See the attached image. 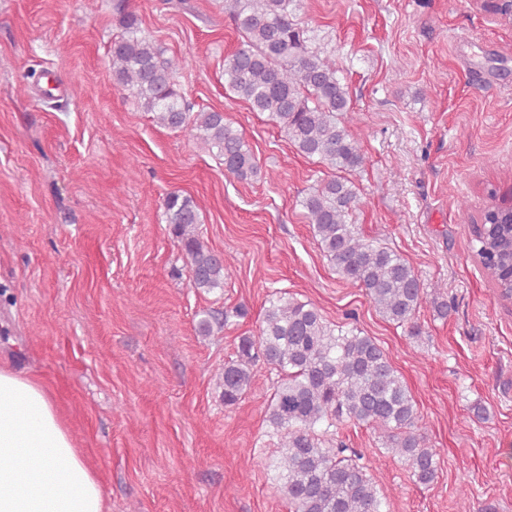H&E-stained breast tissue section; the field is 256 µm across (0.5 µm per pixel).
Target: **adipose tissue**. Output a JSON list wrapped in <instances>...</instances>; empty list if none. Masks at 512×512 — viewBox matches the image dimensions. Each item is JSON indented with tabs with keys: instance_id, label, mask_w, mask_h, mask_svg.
<instances>
[{
	"instance_id": "adipose-tissue-1",
	"label": "adipose tissue",
	"mask_w": 512,
	"mask_h": 512,
	"mask_svg": "<svg viewBox=\"0 0 512 512\" xmlns=\"http://www.w3.org/2000/svg\"><path fill=\"white\" fill-rule=\"evenodd\" d=\"M0 512H105L100 478L55 392L1 366Z\"/></svg>"
}]
</instances>
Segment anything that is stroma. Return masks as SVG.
Segmentation results:
<instances>
[{
	"mask_svg": "<svg viewBox=\"0 0 512 512\" xmlns=\"http://www.w3.org/2000/svg\"><path fill=\"white\" fill-rule=\"evenodd\" d=\"M120 3L181 62L187 101L242 131L256 177L116 88ZM296 17L349 88L364 165L348 223L440 291L447 318L423 302L409 337L321 252L301 200L333 172L226 94L240 38L224 0H0V360L56 391L110 512H289L271 465L276 373L231 407L216 378L286 292L372 337L416 400L439 452L430 486L377 431L337 434L389 512H512V303L469 247L490 191L512 195V25L475 0H301ZM175 190L224 257L223 288L190 284L164 217ZM239 305L246 317L197 334L202 312Z\"/></svg>",
	"mask_w": 512,
	"mask_h": 512,
	"instance_id": "obj_1",
	"label": "stroma"
}]
</instances>
